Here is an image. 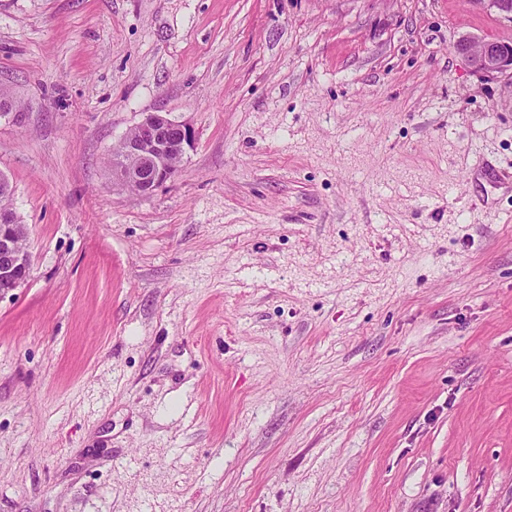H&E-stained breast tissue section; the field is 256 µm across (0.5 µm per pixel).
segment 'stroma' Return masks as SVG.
<instances>
[{
  "mask_svg": "<svg viewBox=\"0 0 512 512\" xmlns=\"http://www.w3.org/2000/svg\"><path fill=\"white\" fill-rule=\"evenodd\" d=\"M512 44L488 0H0V512H512ZM196 135L113 183L147 113ZM473 70L486 76L512 70V46L477 37H462L454 46ZM194 140L189 125L150 113L113 150L112 179L150 194L173 177L171 159L181 160ZM11 195V190L0 188V297L19 288L29 277L31 267L29 252L18 243L26 225L20 224L15 210H3L9 209Z\"/></svg>",
  "mask_w": 512,
  "mask_h": 512,
  "instance_id": "1",
  "label": "stroma"
}]
</instances>
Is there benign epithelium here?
I'll use <instances>...</instances> for the list:
<instances>
[{
    "instance_id": "1",
    "label": "benign epithelium",
    "mask_w": 512,
    "mask_h": 512,
    "mask_svg": "<svg viewBox=\"0 0 512 512\" xmlns=\"http://www.w3.org/2000/svg\"><path fill=\"white\" fill-rule=\"evenodd\" d=\"M473 70L486 76L512 70V46L477 37H463L454 46ZM194 131L189 125L153 112L148 114L112 152V179L150 194L171 179V159H182L193 147ZM26 225L15 210H0V297L20 287L29 277L31 260L18 243Z\"/></svg>"
}]
</instances>
